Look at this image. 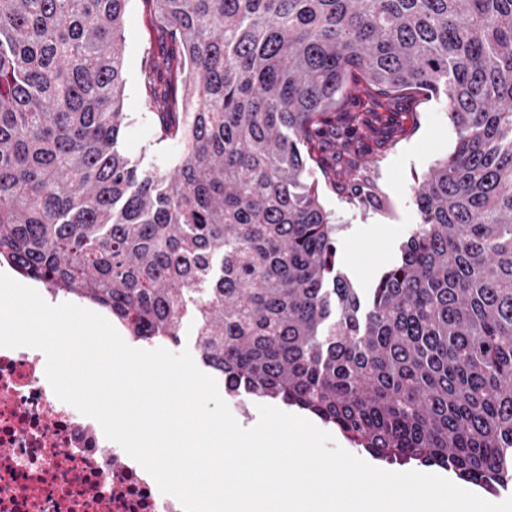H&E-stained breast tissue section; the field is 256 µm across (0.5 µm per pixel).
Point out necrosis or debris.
Returning a JSON list of instances; mask_svg holds the SVG:
<instances>
[{
  "instance_id": "obj_1",
  "label": "necrosis or debris",
  "mask_w": 512,
  "mask_h": 512,
  "mask_svg": "<svg viewBox=\"0 0 512 512\" xmlns=\"http://www.w3.org/2000/svg\"><path fill=\"white\" fill-rule=\"evenodd\" d=\"M41 358L0 348V512H183L96 420L56 397Z\"/></svg>"
}]
</instances>
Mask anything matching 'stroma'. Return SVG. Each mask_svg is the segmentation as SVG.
Wrapping results in <instances>:
<instances>
[{
  "label": "stroma",
  "instance_id": "obj_1",
  "mask_svg": "<svg viewBox=\"0 0 512 512\" xmlns=\"http://www.w3.org/2000/svg\"><path fill=\"white\" fill-rule=\"evenodd\" d=\"M146 0H128L124 17L125 95L127 116L124 148L135 159L173 170L181 151L179 140H159L158 119L146 103L142 81L145 64L160 56L170 42L148 23ZM385 108L397 112L401 132L368 148L343 147L334 141L324 146L323 161L315 169L324 207L332 211L336 231V267L355 287H374L380 275L400 256V246L418 222L413 187L436 159L454 146L455 134L444 100L421 93L381 96ZM385 198L375 208L370 191Z\"/></svg>",
  "mask_w": 512,
  "mask_h": 512
}]
</instances>
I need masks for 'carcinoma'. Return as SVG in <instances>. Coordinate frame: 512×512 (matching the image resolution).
I'll use <instances>...</instances> for the list:
<instances>
[{
	"label": "carcinoma",
	"mask_w": 512,
	"mask_h": 512,
	"mask_svg": "<svg viewBox=\"0 0 512 512\" xmlns=\"http://www.w3.org/2000/svg\"><path fill=\"white\" fill-rule=\"evenodd\" d=\"M128 0H0V264L142 344L196 322L245 405L279 400L399 466L512 483V0H149L170 176L121 149ZM444 97L453 150L363 292L309 160L399 121L360 81Z\"/></svg>",
	"instance_id": "carcinoma-1"
}]
</instances>
